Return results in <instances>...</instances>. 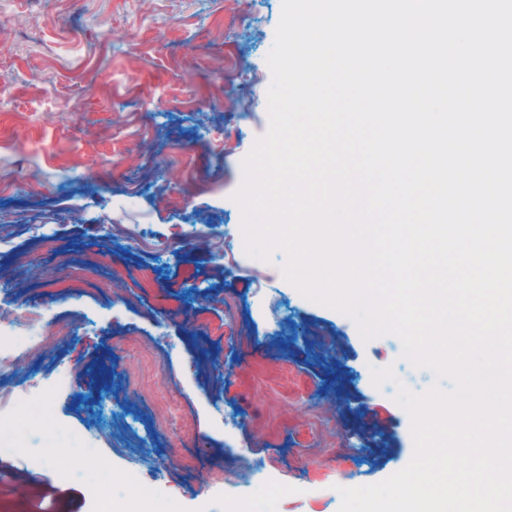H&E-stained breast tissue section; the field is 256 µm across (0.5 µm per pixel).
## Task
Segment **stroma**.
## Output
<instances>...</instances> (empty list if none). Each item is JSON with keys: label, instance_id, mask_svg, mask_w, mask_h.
Returning <instances> with one entry per match:
<instances>
[{"label": "stroma", "instance_id": "stroma-1", "mask_svg": "<svg viewBox=\"0 0 512 512\" xmlns=\"http://www.w3.org/2000/svg\"><path fill=\"white\" fill-rule=\"evenodd\" d=\"M281 5L0 0V222L13 226L0 306L33 300L77 326L0 377V410L21 417L18 385L72 374L39 417L42 466L0 455V512H98L81 479L58 477L80 435L176 512H195L216 473L230 484L257 465L299 492L242 512H338V486L382 482L413 459L411 418L371 370L392 367L420 394L434 373L401 359L397 336L363 342L350 318L305 298L283 251L253 259L239 242L234 196L269 125ZM111 224L179 236L181 249L160 259ZM145 340L161 363L149 383L188 431L157 432L150 396L126 388Z\"/></svg>", "mask_w": 512, "mask_h": 512}]
</instances>
